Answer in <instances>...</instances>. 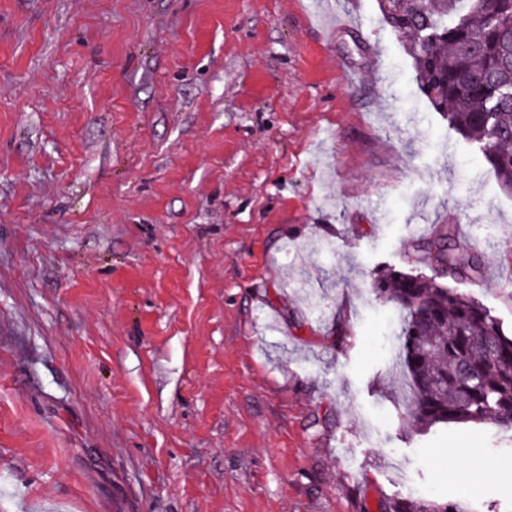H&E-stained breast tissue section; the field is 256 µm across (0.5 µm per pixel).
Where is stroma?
<instances>
[{"mask_svg": "<svg viewBox=\"0 0 512 512\" xmlns=\"http://www.w3.org/2000/svg\"><path fill=\"white\" fill-rule=\"evenodd\" d=\"M448 226L512 336V195L377 0H0V512H512L371 292ZM382 512H466L459 502H423L413 496H397L385 501Z\"/></svg>", "mask_w": 512, "mask_h": 512, "instance_id": "1", "label": "stroma"}]
</instances>
